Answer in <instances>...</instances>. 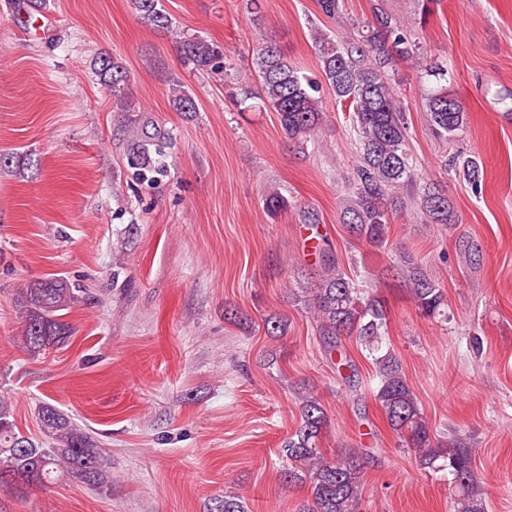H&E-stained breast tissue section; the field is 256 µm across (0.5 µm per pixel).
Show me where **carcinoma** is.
Wrapping results in <instances>:
<instances>
[{"label":"carcinoma","mask_w":512,"mask_h":512,"mask_svg":"<svg viewBox=\"0 0 512 512\" xmlns=\"http://www.w3.org/2000/svg\"><path fill=\"white\" fill-rule=\"evenodd\" d=\"M130 6L143 22L173 31L162 0H130ZM315 44L319 80L289 64L273 41L257 44L252 60L263 99L276 112L289 140L304 145L318 135L323 119L320 92L324 85L336 101L352 110L359 154L348 176L350 192L342 210L350 235L380 246L387 244L390 225L404 209L400 190L409 187L410 202L425 223L448 227L459 223L453 204L441 188L433 183L417 184L418 173L404 135V115L390 84V73L400 62L414 65L422 78L441 81L446 73L424 57L407 28L382 11L373 13L371 20L357 27L354 38L338 40L318 31ZM181 51L184 64L196 71L220 69L221 60L227 59L200 37L183 38ZM94 66L100 81L110 90L113 111L123 113L120 136L131 165L142 176L163 173V149L171 139L170 130L152 113L135 109L128 96L130 76L122 62L102 53ZM168 90L175 111L192 114L198 110L195 99L180 81H170ZM422 100L426 122L437 138L451 143L464 133L467 112L448 94V88L433 87L422 94ZM450 166L472 188L480 187L484 168L479 160H453ZM265 206L274 217L288 209V199L270 191ZM458 247L470 266L479 264L480 250L475 243L460 237ZM314 249L318 251L320 271L304 291V303L313 312L324 351L333 356L339 352L341 337H356L376 366V399L392 430L415 450L420 466L437 469L440 461L448 468L456 490L455 512H487L472 449L459 437L440 440L431 434L400 360L391 350L383 349L385 299L361 295L331 252L317 245ZM397 275L404 280L423 315L448 318L444 290L422 261L403 254ZM78 302V290L62 277L31 281L16 289L14 304L21 315L22 341L31 355L69 342L72 328L63 316ZM34 415L38 437L18 430L11 400L0 395L1 485L18 489L67 479L95 490L108 486L110 472L95 436L49 403L36 405ZM326 424L321 406L310 397L302 398L301 424L283 448L288 460L284 479L307 480L311 485V499L299 512H359L367 454L350 451L325 457L318 442ZM208 512H248V507L240 496L226 494L213 499Z\"/></svg>","instance_id":"cac0c4a2"}]
</instances>
